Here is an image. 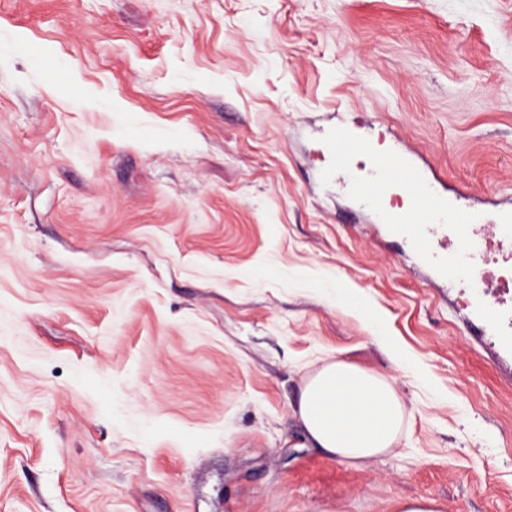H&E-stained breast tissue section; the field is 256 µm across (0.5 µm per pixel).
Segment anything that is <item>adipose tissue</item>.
<instances>
[{
  "label": "adipose tissue",
  "instance_id": "1",
  "mask_svg": "<svg viewBox=\"0 0 512 512\" xmlns=\"http://www.w3.org/2000/svg\"><path fill=\"white\" fill-rule=\"evenodd\" d=\"M297 415L315 447L358 464L395 447L407 408L387 377L336 357L307 378Z\"/></svg>",
  "mask_w": 512,
  "mask_h": 512
}]
</instances>
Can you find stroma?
<instances>
[{
	"mask_svg": "<svg viewBox=\"0 0 512 512\" xmlns=\"http://www.w3.org/2000/svg\"><path fill=\"white\" fill-rule=\"evenodd\" d=\"M340 123L512 206V0H0V512H512V352L326 176ZM332 357L386 454L309 440ZM297 415L315 448L359 464L395 447L407 408L387 377L336 357L307 378Z\"/></svg>",
	"mask_w": 512,
	"mask_h": 512,
	"instance_id": "1",
	"label": "stroma"
}]
</instances>
